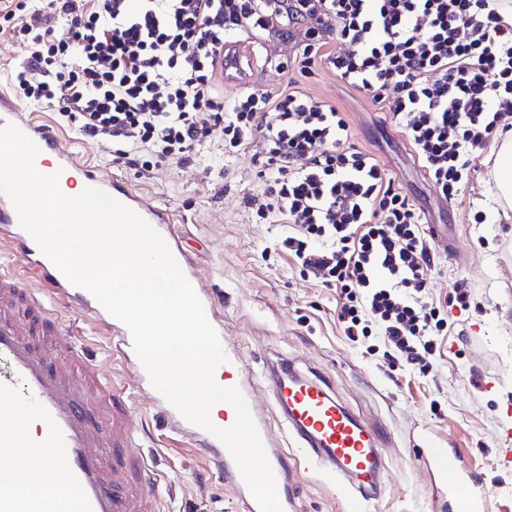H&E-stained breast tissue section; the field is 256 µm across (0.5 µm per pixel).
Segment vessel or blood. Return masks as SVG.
Listing matches in <instances>:
<instances>
[{
  "mask_svg": "<svg viewBox=\"0 0 512 512\" xmlns=\"http://www.w3.org/2000/svg\"><path fill=\"white\" fill-rule=\"evenodd\" d=\"M19 127L50 155L53 169L66 182L99 187L146 219L163 238H170V218L151 199L117 179L98 176L74 152H59L57 134L25 114L11 98L0 95V126ZM0 224L13 227L14 250L27 259V269L54 285L52 297L26 288L12 273L0 269V472L13 465L21 448L42 451L41 479L61 470L66 492L53 497L49 512H159L156 472L139 451L132 406L114 380L89 359L73 326L57 323L54 303L70 299L89 316L103 307L85 289L72 285L18 225L6 196L0 195ZM171 251L196 289L209 322H216V303L201 286L192 262L179 246ZM274 377L272 406L286 419L297 441L296 457L304 463L328 465L336 486L347 499V512H364L374 499L383 469V440L350 408L340 403L323 382L289 372L285 363L268 365ZM35 430H27V419ZM174 432L214 464L233 485L242 512H259L241 473L224 445L200 427L170 410ZM424 462L444 488L448 512H489L494 497L483 477L468 466L457 449L424 436ZM283 512H297L291 467L280 449L267 446ZM0 512H33L29 498L10 485L0 486Z\"/></svg>",
  "mask_w": 512,
  "mask_h": 512,
  "instance_id": "b4317fda",
  "label": "vessel or blood"
}]
</instances>
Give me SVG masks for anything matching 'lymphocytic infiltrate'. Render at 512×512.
Wrapping results in <instances>:
<instances>
[{
  "label": "lymphocytic infiltrate",
  "instance_id": "obj_1",
  "mask_svg": "<svg viewBox=\"0 0 512 512\" xmlns=\"http://www.w3.org/2000/svg\"><path fill=\"white\" fill-rule=\"evenodd\" d=\"M512 0H0L27 56L12 74L20 97L57 108L114 161L194 164L224 137L254 148L267 189L246 206L288 226L281 247L336 289L350 339L380 336L389 354L427 372L448 325L467 310L426 300L434 256L422 218L375 156L349 144L346 115L297 86L225 104L219 55L230 34L264 38L303 25L292 61H323L371 95L406 133L443 197L472 177V156L512 131Z\"/></svg>",
  "mask_w": 512,
  "mask_h": 512
}]
</instances>
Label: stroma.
Wrapping results in <instances>:
<instances>
[{"label": "stroma", "instance_id": "stroma-1", "mask_svg": "<svg viewBox=\"0 0 512 512\" xmlns=\"http://www.w3.org/2000/svg\"><path fill=\"white\" fill-rule=\"evenodd\" d=\"M293 42L246 40L253 60L245 85H221L225 102L242 89L276 93L296 81L310 96L345 112L349 142L374 154L409 201L425 211L429 223L450 224L454 250L432 246L436 256L429 299L440 304L467 283L474 293L467 311L448 319L447 333L426 376L390 358L379 337L351 341L337 319L336 292L303 273L277 242L282 223H259L244 200L260 194L253 148L228 156L221 138L198 156L196 165L163 163L148 173L113 161L111 148L82 139L59 125L55 110L23 104L59 127L58 147L84 154L105 178L122 179L135 191L167 209L173 230L188 251L203 287L215 298L224 323V347L234 352L277 448L293 455L281 416L270 407L262 375L267 362L283 356L299 370L323 375L336 398L378 426L385 442L380 495L366 512H443L431 492V478L418 462L420 432L442 437L458 448L495 493L494 503L512 512V468L499 460L512 455L502 442L512 428V223L494 220L502 206L496 196L493 162L498 141H491L473 162L474 173L461 195L444 199L425 177L406 135L371 98L344 86L323 64L310 72L276 63L292 53ZM483 213L485 223L473 220ZM62 321L77 323L84 345L106 373L118 376L132 400V420L141 443L157 456L162 512H239L237 491L201 457L171 440L167 413L141 392L131 373L112 359V321L76 320L73 307L55 305ZM297 512H346L328 472L293 464Z\"/></svg>", "mask_w": 512, "mask_h": 512}]
</instances>
